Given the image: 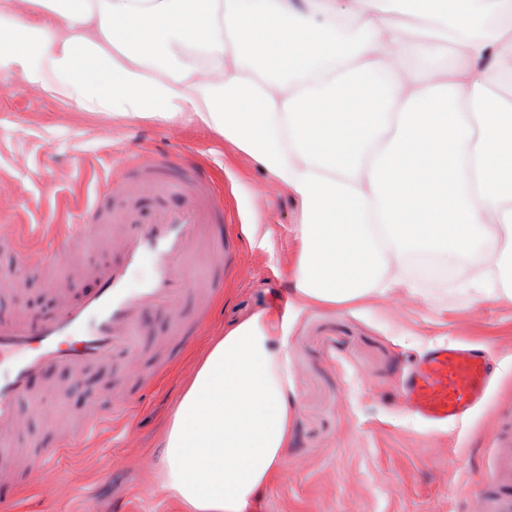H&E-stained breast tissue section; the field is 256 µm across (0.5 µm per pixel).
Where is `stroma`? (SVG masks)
I'll return each mask as SVG.
<instances>
[{
  "label": "stroma",
  "instance_id": "obj_1",
  "mask_svg": "<svg viewBox=\"0 0 512 512\" xmlns=\"http://www.w3.org/2000/svg\"><path fill=\"white\" fill-rule=\"evenodd\" d=\"M7 83L9 93L0 95V181L12 184L16 205L0 211V225L51 231L91 212L113 155L131 147L146 159L187 157L210 172L224 204V222L212 235L222 238L225 254L224 291L204 330L155 387L134 394L125 437L113 438L106 422L57 472L2 473L0 499L14 500L16 512H85L91 503L98 512H177L153 484L167 415L210 337L251 314L275 311L277 299L287 297L300 249L298 207L285 184L188 119L77 112L21 75ZM259 191L267 199L257 211L250 198ZM112 257L108 244L90 240L65 276L68 296L91 291L90 268ZM471 274L465 265L453 278L415 276L357 304L291 307L284 351L295 393L293 439L248 512H465L449 487L481 488L499 465L497 439L512 430V298L496 293L468 302ZM52 286L0 249V291L14 300L15 316H31L34 302L51 299ZM144 333L142 351L126 357L124 380L141 381L165 353L167 317L147 313ZM449 341L487 346L498 383L487 410L461 426L431 430L406 413L400 386L417 356ZM82 377L83 390L74 391L66 371L38 376L34 389L59 392L67 403L58 412L49 401H21V429L0 434V453L31 438L51 444L56 433H73L92 412L107 411L122 380L107 366Z\"/></svg>",
  "mask_w": 512,
  "mask_h": 512
}]
</instances>
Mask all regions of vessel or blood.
Masks as SVG:
<instances>
[{"label": "vessel or blood", "instance_id": "obj_1", "mask_svg": "<svg viewBox=\"0 0 512 512\" xmlns=\"http://www.w3.org/2000/svg\"><path fill=\"white\" fill-rule=\"evenodd\" d=\"M128 177L107 186L101 213L54 231L55 248L30 255L16 249L18 260L36 261L57 271L67 270L76 241L92 236L96 225H111L107 239L118 262L93 270L95 288L74 300L58 297L47 318H0V433L16 430L20 399H35V376L50 368L74 373L104 363L120 367L121 355L136 351L143 335L145 312L170 317L174 335L169 358H176L201 331L206 311L220 284L203 283L196 261L208 251L209 227L224 221L205 171L191 163L160 160L117 162ZM115 197L127 198L122 208L110 207ZM149 267L140 287H131L134 271ZM495 383L482 350L444 343L429 349L412 365L403 387L410 413L432 425H461L483 408ZM97 432L96 423L82 426L79 438L65 437L40 448L44 470L58 466L65 449L84 447ZM488 494L453 486L449 495L471 501V512H512V481L501 472L486 473Z\"/></svg>", "mask_w": 512, "mask_h": 512}]
</instances>
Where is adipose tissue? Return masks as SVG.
Wrapping results in <instances>:
<instances>
[{"mask_svg":"<svg viewBox=\"0 0 512 512\" xmlns=\"http://www.w3.org/2000/svg\"><path fill=\"white\" fill-rule=\"evenodd\" d=\"M0 25V76L74 110L187 117L287 185L292 296L351 304L408 281L406 256L474 258L475 296H512V0H34ZM449 44L429 57L411 18ZM497 18L489 32L480 26ZM284 322L213 337L160 439L180 512H246L292 440Z\"/></svg>","mask_w":512,"mask_h":512,"instance_id":"adipose-tissue-1","label":"adipose tissue"}]
</instances>
